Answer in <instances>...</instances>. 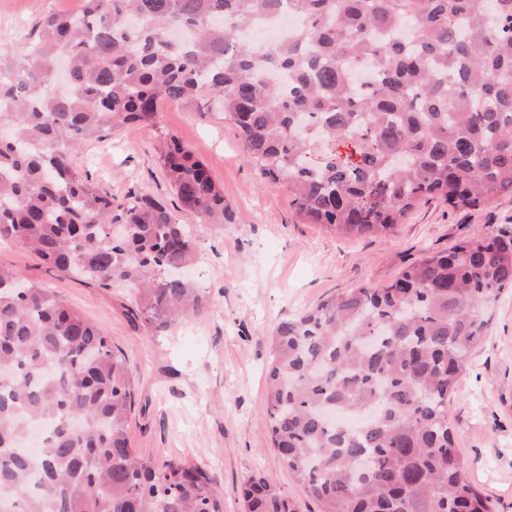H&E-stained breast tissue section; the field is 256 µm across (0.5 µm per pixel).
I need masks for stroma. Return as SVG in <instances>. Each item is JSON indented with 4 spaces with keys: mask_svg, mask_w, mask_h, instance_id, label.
Segmentation results:
<instances>
[{
    "mask_svg": "<svg viewBox=\"0 0 512 512\" xmlns=\"http://www.w3.org/2000/svg\"><path fill=\"white\" fill-rule=\"evenodd\" d=\"M82 6L83 0H0V49L23 51L45 14ZM161 111L158 127L109 133L85 143L74 162L118 201L147 194L171 209L177 199L158 162L163 134L175 135L207 165L233 221L196 229L191 273L208 299L202 314L158 330L132 317L130 288L59 276L8 241H0V265L50 289L110 336L136 380L127 432L139 454L204 461L224 489V512H243L238 490L254 475L296 501L299 512H313L262 417L274 327L332 294L387 287L426 253L512 224V195L468 210L428 200L385 233L347 236L305 223L287 188L260 177L219 104L166 102ZM484 319L450 412L472 481L496 512H512V288L485 309Z\"/></svg>",
    "mask_w": 512,
    "mask_h": 512,
    "instance_id": "obj_1",
    "label": "stroma"
}]
</instances>
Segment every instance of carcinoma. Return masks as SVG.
<instances>
[{"instance_id":"1","label":"carcinoma","mask_w":512,"mask_h":512,"mask_svg":"<svg viewBox=\"0 0 512 512\" xmlns=\"http://www.w3.org/2000/svg\"><path fill=\"white\" fill-rule=\"evenodd\" d=\"M283 12L288 39L244 36ZM204 94L310 224L372 235L425 198L471 209L512 193V0H84L0 53V240L87 285H128L131 314L157 328L198 315L206 296L180 274L189 225L148 195L117 202L72 157ZM159 160L183 215L230 223L177 137ZM506 287L511 224L278 325L264 420L317 512H494L449 403ZM135 389L101 328L0 265V512H224L205 467L131 447ZM242 499L297 512L261 476Z\"/></svg>"}]
</instances>
